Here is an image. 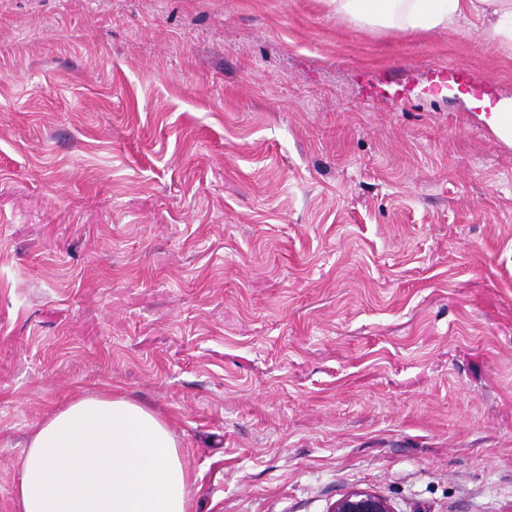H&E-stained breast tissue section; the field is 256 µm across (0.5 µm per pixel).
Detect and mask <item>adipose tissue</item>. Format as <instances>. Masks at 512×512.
Wrapping results in <instances>:
<instances>
[{"instance_id":"adipose-tissue-1","label":"adipose tissue","mask_w":512,"mask_h":512,"mask_svg":"<svg viewBox=\"0 0 512 512\" xmlns=\"http://www.w3.org/2000/svg\"><path fill=\"white\" fill-rule=\"evenodd\" d=\"M336 15L404 33L476 17L512 49V0H327ZM191 475L169 424L122 395L91 393L52 412L30 437L17 512H189Z\"/></svg>"}]
</instances>
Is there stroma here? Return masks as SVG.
<instances>
[{"instance_id": "stroma-1", "label": "stroma", "mask_w": 512, "mask_h": 512, "mask_svg": "<svg viewBox=\"0 0 512 512\" xmlns=\"http://www.w3.org/2000/svg\"><path fill=\"white\" fill-rule=\"evenodd\" d=\"M512 52L325 0H0V512L83 392L190 512H512ZM490 124L504 139H512V101L501 102L492 109ZM329 512H392V509L385 498L359 489L336 500Z\"/></svg>"}]
</instances>
